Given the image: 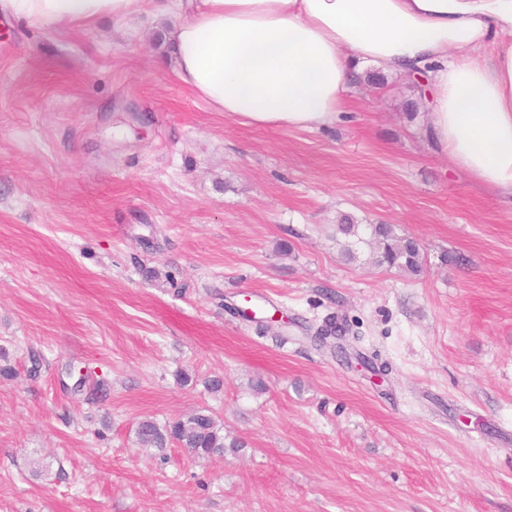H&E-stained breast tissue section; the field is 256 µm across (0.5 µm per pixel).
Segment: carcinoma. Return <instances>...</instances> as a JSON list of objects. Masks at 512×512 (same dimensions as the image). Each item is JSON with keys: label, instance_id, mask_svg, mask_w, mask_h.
<instances>
[{"label": "carcinoma", "instance_id": "obj_1", "mask_svg": "<svg viewBox=\"0 0 512 512\" xmlns=\"http://www.w3.org/2000/svg\"><path fill=\"white\" fill-rule=\"evenodd\" d=\"M366 230L376 243L375 261L378 264L413 275L421 271V248L418 242L396 236L389 224H368ZM135 434L140 445L160 451L167 448L175 438L189 455L201 459L222 457L228 448L235 451L243 447L240 440L226 441L221 428L205 410H198L165 426L152 419L141 420L137 423Z\"/></svg>", "mask_w": 512, "mask_h": 512}]
</instances>
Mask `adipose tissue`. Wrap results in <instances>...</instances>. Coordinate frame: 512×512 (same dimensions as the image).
Here are the masks:
<instances>
[{
  "mask_svg": "<svg viewBox=\"0 0 512 512\" xmlns=\"http://www.w3.org/2000/svg\"><path fill=\"white\" fill-rule=\"evenodd\" d=\"M30 27L167 20L178 78L261 128L336 124L376 67L422 90L439 153L512 202V0H0Z\"/></svg>",
  "mask_w": 512,
  "mask_h": 512,
  "instance_id": "adipose-tissue-1",
  "label": "adipose tissue"
}]
</instances>
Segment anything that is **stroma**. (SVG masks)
<instances>
[{
	"mask_svg": "<svg viewBox=\"0 0 512 512\" xmlns=\"http://www.w3.org/2000/svg\"><path fill=\"white\" fill-rule=\"evenodd\" d=\"M163 25L0 19V512H512V203L405 79L259 128L179 82ZM346 218L421 272L348 259ZM197 410L243 448L139 446ZM377 246L375 261L416 275L421 271V248L418 242L395 235L390 224H364Z\"/></svg>",
	"mask_w": 512,
	"mask_h": 512,
	"instance_id": "obj_1",
	"label": "stroma"
}]
</instances>
